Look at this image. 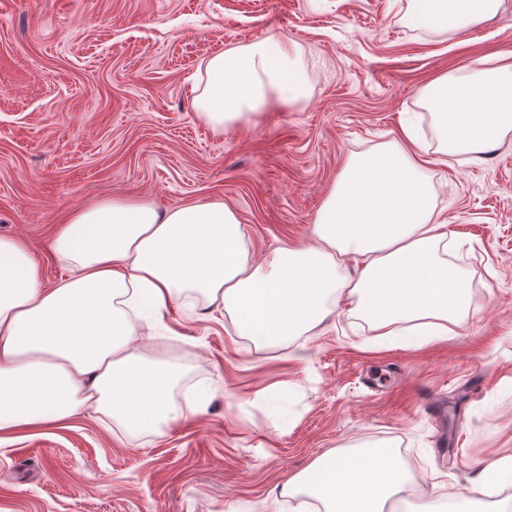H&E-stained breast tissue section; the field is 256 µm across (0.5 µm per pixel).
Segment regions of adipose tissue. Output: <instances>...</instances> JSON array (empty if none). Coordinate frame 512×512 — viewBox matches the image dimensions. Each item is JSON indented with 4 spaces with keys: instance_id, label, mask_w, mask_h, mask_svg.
I'll return each instance as SVG.
<instances>
[{
    "instance_id": "obj_1",
    "label": "adipose tissue",
    "mask_w": 512,
    "mask_h": 512,
    "mask_svg": "<svg viewBox=\"0 0 512 512\" xmlns=\"http://www.w3.org/2000/svg\"><path fill=\"white\" fill-rule=\"evenodd\" d=\"M501 0H414L411 21L454 27L495 18ZM194 87L212 128L235 127L269 97L306 96L285 42L269 37L230 47L205 62ZM442 154L481 153L512 132V64L440 76L424 90ZM401 139L356 154L319 209L309 247H283L254 262L238 214L221 202L159 211L115 198L70 213L49 243L67 269L46 284L30 244L0 237V439L104 414L152 434L198 414L174 391L179 363L153 340L168 304L194 294L193 310L223 306L238 335L268 345L300 336L344 298L377 332L411 346L444 336L468 312L464 275L444 259L448 235L435 220L427 159ZM411 480L385 445L332 449L289 478L281 496L315 500L320 512H386Z\"/></svg>"
}]
</instances>
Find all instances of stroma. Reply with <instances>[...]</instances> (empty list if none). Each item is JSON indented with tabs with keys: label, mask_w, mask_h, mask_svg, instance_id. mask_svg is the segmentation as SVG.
I'll use <instances>...</instances> for the list:
<instances>
[{
	"label": "stroma",
	"mask_w": 512,
	"mask_h": 512,
	"mask_svg": "<svg viewBox=\"0 0 512 512\" xmlns=\"http://www.w3.org/2000/svg\"><path fill=\"white\" fill-rule=\"evenodd\" d=\"M413 0H0V236H20L45 282L48 255L78 208L112 197L165 209L221 202L245 224L255 261L310 242L347 160L419 136L447 260L465 271L469 312L422 345L377 344L349 304L267 346L223 309H163L160 356L186 372L175 398L193 420L151 436L79 417L0 443V512H303L280 485L333 448L404 450L446 512L460 493L488 512L512 461V141L483 154L441 152L422 97L431 80L512 63V0L455 29L413 25ZM288 40L306 98L217 132L192 105L204 62L229 44ZM457 406L452 460L435 452L426 404ZM480 486H473L477 473Z\"/></svg>",
	"instance_id": "stroma-1"
}]
</instances>
